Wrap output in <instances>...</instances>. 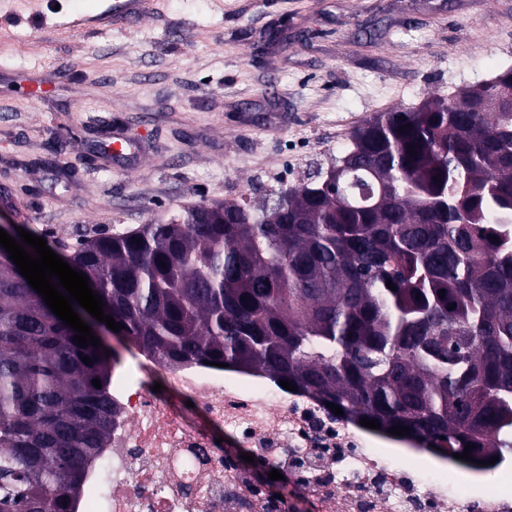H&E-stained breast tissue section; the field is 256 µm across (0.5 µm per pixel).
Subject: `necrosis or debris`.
Returning <instances> with one entry per match:
<instances>
[{
	"label": "necrosis or debris",
	"instance_id": "necrosis-or-debris-1",
	"mask_svg": "<svg viewBox=\"0 0 512 512\" xmlns=\"http://www.w3.org/2000/svg\"><path fill=\"white\" fill-rule=\"evenodd\" d=\"M162 376L166 389L143 386L138 372ZM109 432L88 462L82 484L65 495V512H512V488L473 489L450 482L456 461L422 465L427 450L378 448V433L338 416L313 394L288 391L268 372L190 361L173 365L137 351L112 370ZM204 414L210 429L190 426L167 390ZM228 433L251 448L253 465L220 444ZM301 491L280 499L271 470Z\"/></svg>",
	"mask_w": 512,
	"mask_h": 512
}]
</instances>
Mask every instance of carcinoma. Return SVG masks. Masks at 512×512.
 <instances>
[{
	"instance_id": "obj_1",
	"label": "carcinoma",
	"mask_w": 512,
	"mask_h": 512,
	"mask_svg": "<svg viewBox=\"0 0 512 512\" xmlns=\"http://www.w3.org/2000/svg\"><path fill=\"white\" fill-rule=\"evenodd\" d=\"M469 93L367 120L341 171L289 189L282 210L195 205L59 256L89 277L118 335L161 360L267 371L380 433L407 427L400 440L438 456L473 444L503 460L512 91L462 112ZM74 336L0 246V512H60L106 437L118 359Z\"/></svg>"
}]
</instances>
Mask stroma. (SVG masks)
<instances>
[{
  "label": "stroma",
  "instance_id": "stroma-1",
  "mask_svg": "<svg viewBox=\"0 0 512 512\" xmlns=\"http://www.w3.org/2000/svg\"><path fill=\"white\" fill-rule=\"evenodd\" d=\"M112 2L0 0V217L51 248L273 204L366 120L512 66V0H153L121 25ZM74 15L91 35L57 33Z\"/></svg>",
  "mask_w": 512,
  "mask_h": 512
}]
</instances>
